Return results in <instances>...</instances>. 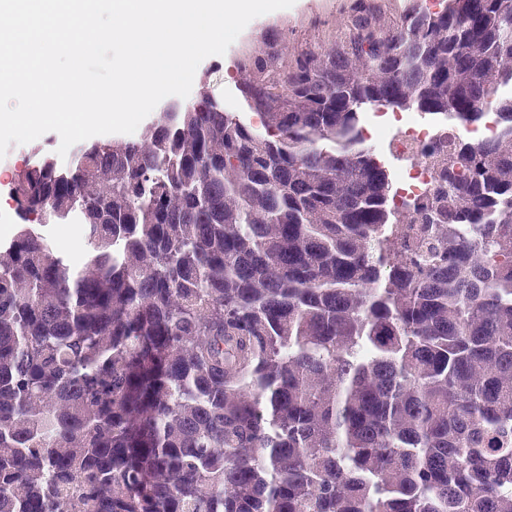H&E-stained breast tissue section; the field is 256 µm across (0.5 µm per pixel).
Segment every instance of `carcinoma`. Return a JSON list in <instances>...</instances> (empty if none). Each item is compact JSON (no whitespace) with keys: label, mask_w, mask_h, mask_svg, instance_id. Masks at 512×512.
Returning <instances> with one entry per match:
<instances>
[{"label":"carcinoma","mask_w":512,"mask_h":512,"mask_svg":"<svg viewBox=\"0 0 512 512\" xmlns=\"http://www.w3.org/2000/svg\"><path fill=\"white\" fill-rule=\"evenodd\" d=\"M236 68L262 128L203 91L16 180L0 512H512V0H355ZM489 106L397 206L363 114ZM502 132V125L498 121V117L496 112H494L493 108H488V112H486V121L478 126L473 127V129H465V130H457L453 129V131L449 134L452 139H456L457 136H465L467 134H477L482 138H493L497 137Z\"/></svg>","instance_id":"obj_1"}]
</instances>
